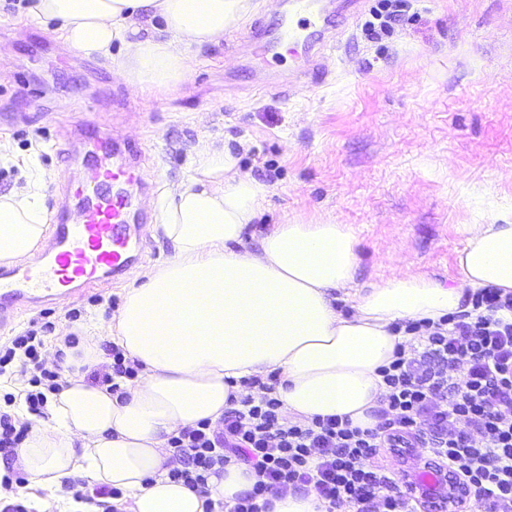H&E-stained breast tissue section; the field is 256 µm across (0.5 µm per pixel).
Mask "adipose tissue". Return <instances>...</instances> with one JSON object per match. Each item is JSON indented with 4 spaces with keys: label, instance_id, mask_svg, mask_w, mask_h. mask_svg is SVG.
<instances>
[{
    "label": "adipose tissue",
    "instance_id": "obj_1",
    "mask_svg": "<svg viewBox=\"0 0 512 512\" xmlns=\"http://www.w3.org/2000/svg\"><path fill=\"white\" fill-rule=\"evenodd\" d=\"M250 7L251 0H30L27 11L59 22L83 57L108 58L120 47V78L151 98L188 79L187 46L222 40ZM267 192L240 170L235 152L206 144L192 174L163 193L154 230L172 242L173 257L126 291L111 322L88 327L66 350L73 371L47 392L45 415L32 420L18 451L36 512H90L70 487L79 477L121 490V512L234 504L257 481L251 466L229 463L195 491L168 478L174 461L166 445L181 428L221 421L241 381L277 376L288 416L345 417L371 428L384 392L379 370L404 341L396 323L439 321L480 288L512 293V223L467 226L455 284L403 273L360 289L356 241L345 225L297 219L242 249ZM48 222L36 180L0 195V263L41 249ZM338 292L351 300L350 314L334 306ZM105 335L140 366L120 398L84 379L103 360Z\"/></svg>",
    "mask_w": 512,
    "mask_h": 512
}]
</instances>
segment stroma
Returning <instances> with one entry per match:
<instances>
[{"mask_svg":"<svg viewBox=\"0 0 512 512\" xmlns=\"http://www.w3.org/2000/svg\"><path fill=\"white\" fill-rule=\"evenodd\" d=\"M253 3L223 41L191 48L194 71L176 94L146 101L115 77L114 62L81 58L57 24L30 23L21 0H0V113L16 115L0 127L13 153L0 161V194L33 173L55 213L59 192L87 178L82 154H64L86 124L136 154L133 210L150 218L123 277L20 314L0 343L47 314L50 367L75 326L70 310L110 322L126 290L174 254L146 200L189 175L205 142L235 150L241 170L269 189L244 248L296 218L346 225L362 288L400 270L454 283L466 225L512 220V0H405L377 35L366 28L377 0H334L339 32L325 57L335 76L294 90L256 87L262 73L298 60L286 49L275 60L256 55L251 26H277L280 13L272 0Z\"/></svg>","mask_w":512,"mask_h":512,"instance_id":"1","label":"stroma"}]
</instances>
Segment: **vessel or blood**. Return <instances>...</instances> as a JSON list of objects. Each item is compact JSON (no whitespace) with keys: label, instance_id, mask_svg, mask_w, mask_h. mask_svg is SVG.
Masks as SVG:
<instances>
[{"label":"vessel or blood","instance_id":"vessel-or-blood-1","mask_svg":"<svg viewBox=\"0 0 512 512\" xmlns=\"http://www.w3.org/2000/svg\"><path fill=\"white\" fill-rule=\"evenodd\" d=\"M283 4L278 27L253 25L249 40L264 52L289 43L302 47L306 59L320 56L328 45L329 27L323 0ZM91 145L89 177L72 192L75 206L57 212L46 251L30 262L0 269V324L117 278L140 250L128 191L135 178L127 168L113 166L112 144L106 138L93 137Z\"/></svg>","mask_w":512,"mask_h":512}]
</instances>
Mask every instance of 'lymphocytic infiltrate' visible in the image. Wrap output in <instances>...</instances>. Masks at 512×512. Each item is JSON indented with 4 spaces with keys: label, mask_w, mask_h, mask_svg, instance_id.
Returning a JSON list of instances; mask_svg holds the SVG:
<instances>
[{
    "label": "lymphocytic infiltrate",
    "mask_w": 512,
    "mask_h": 512,
    "mask_svg": "<svg viewBox=\"0 0 512 512\" xmlns=\"http://www.w3.org/2000/svg\"><path fill=\"white\" fill-rule=\"evenodd\" d=\"M470 303L436 323L403 322L406 340L379 371L386 390L374 428L337 416L292 420L273 386L255 396L247 380L220 426L202 420L169 438V479L199 490L213 470L244 462L258 474L253 490L216 512H265L267 495L288 491L315 492L327 512H411L412 496L381 458L423 448L487 512H512V293L482 288ZM52 330L47 321L0 344V374L12 365L28 375L36 415L60 388L59 370L41 357Z\"/></svg>",
    "instance_id": "lymphocytic-infiltrate-1"
}]
</instances>
